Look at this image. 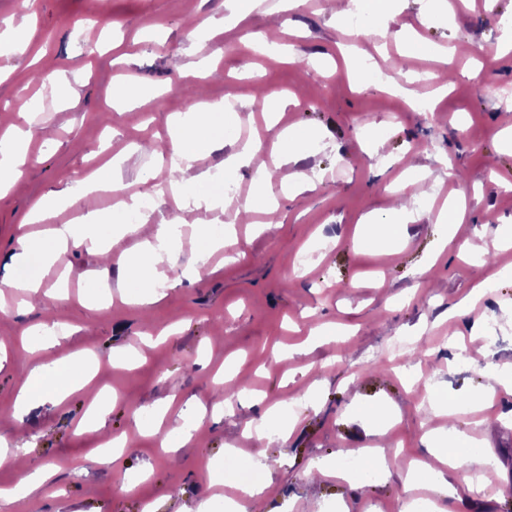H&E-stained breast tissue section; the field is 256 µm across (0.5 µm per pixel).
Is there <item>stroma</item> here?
Returning a JSON list of instances; mask_svg holds the SVG:
<instances>
[{
    "mask_svg": "<svg viewBox=\"0 0 512 512\" xmlns=\"http://www.w3.org/2000/svg\"><path fill=\"white\" fill-rule=\"evenodd\" d=\"M220 0H110L109 18L89 43L87 18L96 0H0V16L24 27L28 52L18 60L0 56V126H40L26 149L16 184L0 195V280L21 273L41 279L38 312L18 313L19 298L5 300L0 314V437L26 453L15 466H0V488L18 484L27 471L46 469L53 477L0 512H195L201 494L234 495L235 479L223 475L226 449L238 447L248 422L267 408H283L299 423L288 441L252 440L249 453L264 463L260 483L269 485L267 512H400L403 485L415 459L429 458L422 437L429 430L430 404L447 394L456 408L455 425L479 436L492 453L503 489L464 492L462 512H504L512 488V390L498 389L484 401L492 365L512 376V261H502L500 237L512 234V191L488 180L496 172L512 184V151L501 147V132L512 128V103L490 86L512 89V54L489 50L500 35L499 20L512 15V0H496L490 13L432 11L428 0H401L396 12L369 30L350 16L333 17L310 0L276 13L277 0L234 26L200 35L209 53L207 96L233 94L241 114H255L264 139L294 127L314 132L279 176L317 173L314 189L275 190V217L246 209L237 196L251 184L249 170L228 171L224 160L247 138L224 137L215 120L210 133L224 147L207 157L215 177L206 191L232 185L229 203L238 210L232 246L199 283L162 285V298L146 307L126 303V289L110 286L103 302L91 303L88 272L97 254L81 248L62 253L50 271L38 259L24 268L7 257L21 235L20 221L45 196L68 189L90 167L112 161L122 143L117 170L136 183L148 161L136 144H169L172 114L188 112L186 80L177 67L193 68L189 32ZM274 32L293 47L294 61L251 54L248 36ZM417 36L424 50L404 55L399 41ZM370 61L377 76L354 79L349 62ZM60 69L68 95H54L45 71ZM127 76L152 95L127 112L112 107L113 81ZM417 90L419 108L400 88ZM285 96L267 120L255 95ZM380 142L369 156L371 142ZM448 162L453 177L422 188L418 169L439 170ZM414 197L407 240L398 246L369 243L368 218L388 211L396 198L389 184ZM466 196L462 226L443 254H436V225L448 201ZM327 245L304 268L296 260L318 240ZM486 296L463 316L450 305L477 283ZM497 322L501 344L481 346L479 357L458 362L457 347H470L471 326ZM44 322L55 325V357L90 354L96 380L63 403L34 409L23 422L10 414L29 373L43 358L25 350L22 333ZM407 338L422 357H398L393 343ZM140 354L134 368L114 366V354ZM227 369L225 384L238 385L225 411H207L194 440L172 450L151 431L154 410L168 405L176 416L188 400L209 404L214 378ZM111 383L116 397L97 430L82 431L98 382ZM388 405L394 423L371 432L369 412ZM126 440L116 463L93 464L102 439ZM380 448L386 471L348 484L333 476L310 479L314 465H332L340 449ZM135 481L133 490L123 481Z\"/></svg>",
    "mask_w": 512,
    "mask_h": 512,
    "instance_id": "stroma-1",
    "label": "stroma"
}]
</instances>
